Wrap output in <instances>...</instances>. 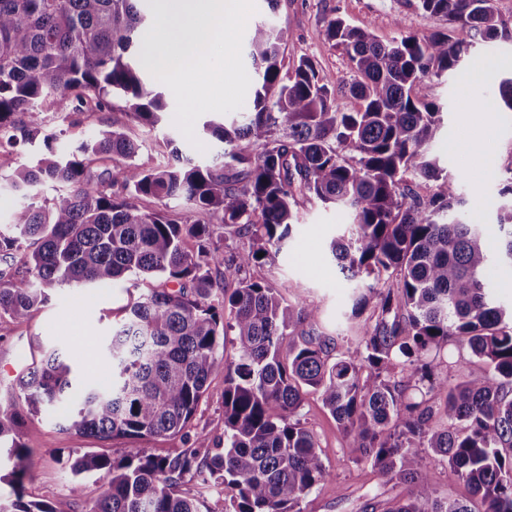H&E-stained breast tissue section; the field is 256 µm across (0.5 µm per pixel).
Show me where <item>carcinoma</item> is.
<instances>
[{
    "label": "carcinoma",
    "instance_id": "carcinoma-1",
    "mask_svg": "<svg viewBox=\"0 0 512 512\" xmlns=\"http://www.w3.org/2000/svg\"><path fill=\"white\" fill-rule=\"evenodd\" d=\"M139 0H0V141L10 147L43 137L47 154L17 169L9 191L28 199L0 227V314L25 320L47 290L107 288L126 280L138 291L112 327L101 358L112 380L99 385L72 376L66 352L43 349L17 378L15 396L0 405V448L11 442L9 474L16 500L0 512H64L26 502L28 451L16 441L22 415L67 408L64 428L82 437H122L117 457L78 453L71 492L98 475L89 512H201L179 487L198 480L230 494L227 512H300L298 505L331 476L318 445L297 417L304 391L318 393L343 427L347 455L403 492L365 500L361 512H512V311L485 284L492 261L512 272V166L500 180L497 224L504 230L489 252L480 218L464 210L456 180L432 145L440 106L414 95L416 86L458 71L477 41L512 36L495 0H417L443 17L455 37L400 34L388 43L328 21L325 39L352 64L353 112L336 106L315 65L302 59L284 71L280 49L288 26L255 24L248 56L253 111L228 128L203 131L224 144L221 166L171 161L135 163L139 145L112 124L65 153L44 133L43 113L82 114L108 105L154 125L165 107L161 83L143 79L149 64L130 52L143 22ZM495 100L512 111V75ZM124 164L108 176L94 165ZM430 183L422 197L416 180ZM60 190L34 200L32 188ZM149 198L159 209H143ZM313 201L348 215L350 239L330 248L345 277L383 280L355 289L350 318L357 346L313 327L317 310L283 303L249 275L281 253L300 209ZM224 228L248 239L224 255ZM237 287L224 288L213 276ZM232 332L237 358L224 361ZM452 342L484 368L463 359L442 371L438 357ZM224 372V437L191 435L190 423L210 376ZM445 422L436 426L433 415ZM181 437L189 447L155 456L145 438ZM448 464L475 501L442 495L428 474Z\"/></svg>",
    "mask_w": 512,
    "mask_h": 512
}]
</instances>
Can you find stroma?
<instances>
[{
    "label": "stroma",
    "mask_w": 512,
    "mask_h": 512,
    "mask_svg": "<svg viewBox=\"0 0 512 512\" xmlns=\"http://www.w3.org/2000/svg\"><path fill=\"white\" fill-rule=\"evenodd\" d=\"M416 0H278L269 8L267 0H256L252 22L270 21L288 25L291 38L282 56L291 66L310 58L337 105L346 111L357 102L348 91L353 72L348 56L329 47L324 31L334 17L371 31L387 41L407 32L427 38L448 29L440 17L418 10ZM479 56L492 59L487 71L471 70L415 87L417 96L433 100L443 110V125L433 144L442 165L459 179V192L468 210L484 218L483 230L491 244L498 246L501 232L495 221L499 205L496 181L486 175L491 158L500 166L512 164V112H496L489 119L477 118L474 107L479 96H492L498 74L512 71V37L490 47H478ZM160 121L148 126L136 121L127 124L128 135L139 143L138 164L151 167L170 158L171 148L196 163L215 161L223 151L216 138H208L204 150L195 149L173 124L174 95L165 98ZM114 114L105 109L81 114L79 119L61 112L45 115L47 130L59 137L60 146L75 143L86 132L105 128ZM346 214L318 203L306 205L291 237L275 263L253 268L252 274L264 278L284 303L305 300L316 307V327L322 335L341 337L342 348H352L360 340L356 324L349 318V297L354 284L345 279L330 250L331 241L349 233ZM130 294L124 284L109 289H56L44 307L32 317L18 321L0 316V403L11 399L17 372L30 362L36 347L67 349L75 365L88 364L99 381L109 377L108 367L95 354L112 326L122 316ZM319 446V453L333 477L301 500V512H359L364 494L382 491L383 479L364 463H355L346 454V434L324 408L318 394H304L298 411ZM61 412L39 418H24L18 440L30 450L28 475L24 481L25 498L60 505L64 512H89L97 497L95 478L82 482L80 495L70 492L68 460L73 451L119 456L128 442L122 438L99 441L82 438L62 429ZM191 429L213 437L224 434V375L215 373L191 421Z\"/></svg>",
    "instance_id": "obj_1"
}]
</instances>
